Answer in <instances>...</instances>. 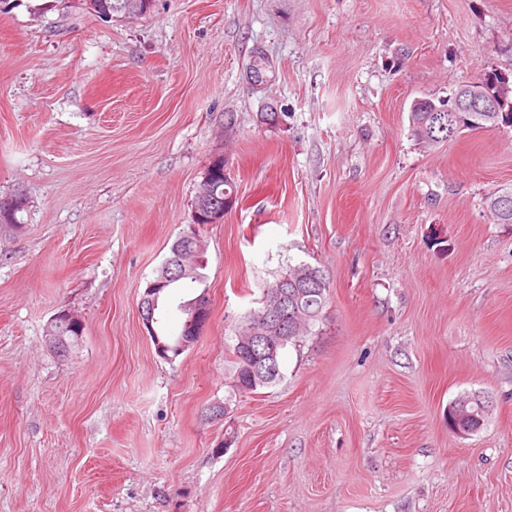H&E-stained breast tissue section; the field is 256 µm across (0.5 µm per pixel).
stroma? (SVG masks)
<instances>
[{"mask_svg":"<svg viewBox=\"0 0 512 512\" xmlns=\"http://www.w3.org/2000/svg\"><path fill=\"white\" fill-rule=\"evenodd\" d=\"M489 73L512 79V0H153L108 23L0 0V195L28 198L0 226V512H512V224L486 208L512 125L409 127ZM218 155L237 201L204 231L210 320L164 360L138 304ZM300 262L326 317L238 392L237 323ZM64 308L84 331L60 355ZM464 393L489 407L461 437ZM6 197L11 199L13 207L7 208L2 206L0 208V224L1 226L4 224L5 226L18 228V225L21 224L20 220L18 219V214L25 210L27 199L21 192L0 196V199H4Z\"/></svg>","mask_w":512,"mask_h":512,"instance_id":"1","label":"stroma"}]
</instances>
